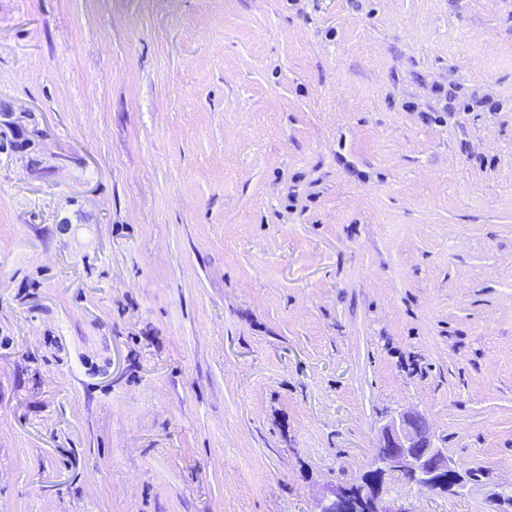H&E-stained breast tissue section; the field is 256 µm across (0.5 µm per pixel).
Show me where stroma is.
Instances as JSON below:
<instances>
[{
    "mask_svg": "<svg viewBox=\"0 0 512 512\" xmlns=\"http://www.w3.org/2000/svg\"><path fill=\"white\" fill-rule=\"evenodd\" d=\"M404 411L512 512V0H0V512H313Z\"/></svg>",
    "mask_w": 512,
    "mask_h": 512,
    "instance_id": "1",
    "label": "stroma"
}]
</instances>
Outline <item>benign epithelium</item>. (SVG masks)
<instances>
[{"label":"benign epithelium","mask_w":512,"mask_h":512,"mask_svg":"<svg viewBox=\"0 0 512 512\" xmlns=\"http://www.w3.org/2000/svg\"><path fill=\"white\" fill-rule=\"evenodd\" d=\"M378 447L390 449L373 458L371 472L376 477L370 492L353 496L344 486H334L321 499L317 512H395L389 506L386 475L399 473L411 484L433 490L441 483L453 492L461 484L457 466L428 436L426 422L417 414H407L384 427Z\"/></svg>","instance_id":"obj_1"}]
</instances>
